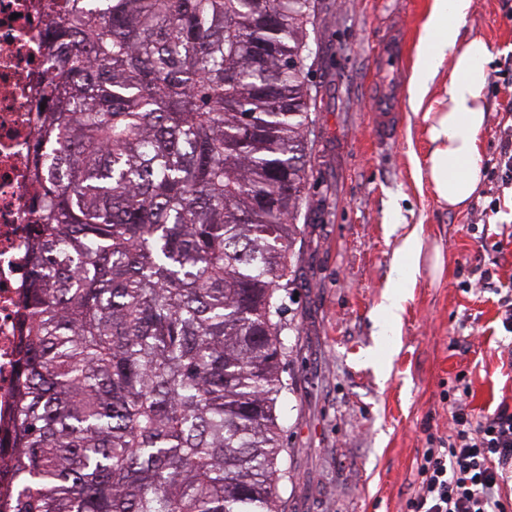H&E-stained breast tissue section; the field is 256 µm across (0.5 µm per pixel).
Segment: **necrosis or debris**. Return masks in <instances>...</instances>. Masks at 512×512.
<instances>
[{
  "label": "necrosis or debris",
  "instance_id": "necrosis-or-debris-1",
  "mask_svg": "<svg viewBox=\"0 0 512 512\" xmlns=\"http://www.w3.org/2000/svg\"><path fill=\"white\" fill-rule=\"evenodd\" d=\"M45 0H0V425L12 426L17 398L18 313L30 281L29 243L41 191L33 148L54 78L44 38Z\"/></svg>",
  "mask_w": 512,
  "mask_h": 512
}]
</instances>
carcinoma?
Instances as JSON below:
<instances>
[{"label":"carcinoma","instance_id":"1","mask_svg":"<svg viewBox=\"0 0 512 512\" xmlns=\"http://www.w3.org/2000/svg\"><path fill=\"white\" fill-rule=\"evenodd\" d=\"M74 2L0 512H278L314 2Z\"/></svg>","mask_w":512,"mask_h":512}]
</instances>
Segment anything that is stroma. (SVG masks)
Listing matches in <instances>:
<instances>
[{"label":"stroma","instance_id":"35a3bbf8","mask_svg":"<svg viewBox=\"0 0 512 512\" xmlns=\"http://www.w3.org/2000/svg\"><path fill=\"white\" fill-rule=\"evenodd\" d=\"M431 0H315L307 76L315 98L305 201L287 298V348L278 407L288 474L279 512H407L428 436L447 437L446 395L466 376L480 415L512 406V344L498 291L512 287V190L497 212L488 181L449 210L426 178L428 124L401 102L394 140L375 142L373 78L407 89ZM402 28L399 69L379 73L373 46ZM463 33L482 38L486 72L512 61V0H473ZM482 159L501 149L512 91L483 89ZM421 244L389 352L373 359L374 320L397 249Z\"/></svg>","mask_w":512,"mask_h":512}]
</instances>
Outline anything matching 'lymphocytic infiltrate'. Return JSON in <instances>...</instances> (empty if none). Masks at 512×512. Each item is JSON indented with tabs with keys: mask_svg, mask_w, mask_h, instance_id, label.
Returning <instances> with one entry per match:
<instances>
[{
	"mask_svg": "<svg viewBox=\"0 0 512 512\" xmlns=\"http://www.w3.org/2000/svg\"><path fill=\"white\" fill-rule=\"evenodd\" d=\"M455 391L448 437L424 449L407 512H512L502 495L512 477V407L477 417L467 408L468 382Z\"/></svg>",
	"mask_w": 512,
	"mask_h": 512,
	"instance_id": "f902f5d3",
	"label": "lymphocytic infiltrate"
}]
</instances>
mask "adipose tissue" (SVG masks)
<instances>
[{
	"label": "adipose tissue",
	"mask_w": 512,
	"mask_h": 512,
	"mask_svg": "<svg viewBox=\"0 0 512 512\" xmlns=\"http://www.w3.org/2000/svg\"><path fill=\"white\" fill-rule=\"evenodd\" d=\"M472 0H432L409 79V101L422 107L434 79L447 71L437 107L426 110L430 150L426 175L435 197L449 209L465 207L481 179L479 135L488 114L481 96L486 43L462 32ZM423 108V107H422ZM421 246L408 237L397 252L391 289L378 307V337L390 344L400 319L405 290L419 269Z\"/></svg>",
	"instance_id": "ef3b65f1"
}]
</instances>
